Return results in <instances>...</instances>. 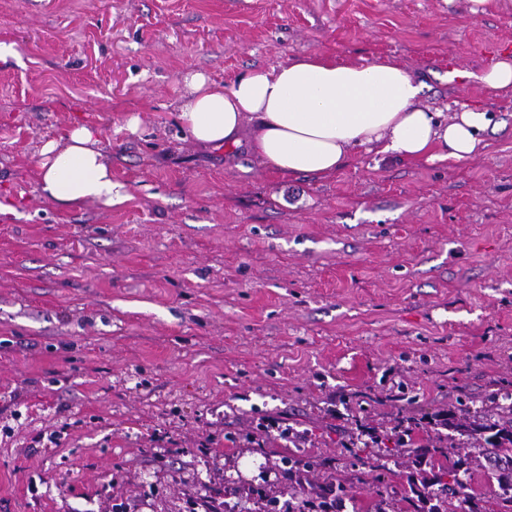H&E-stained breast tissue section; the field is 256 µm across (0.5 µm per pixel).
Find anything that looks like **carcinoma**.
<instances>
[{
	"instance_id": "cac0c4a2",
	"label": "carcinoma",
	"mask_w": 512,
	"mask_h": 512,
	"mask_svg": "<svg viewBox=\"0 0 512 512\" xmlns=\"http://www.w3.org/2000/svg\"><path fill=\"white\" fill-rule=\"evenodd\" d=\"M420 427L422 420L404 416L388 430H368L364 447L376 448L410 470L409 490L401 497L375 491L374 512H448L452 499L465 505V512H512V496L496 493L490 507L468 484L476 466L497 482L499 490L512 491V403L496 402L478 416L470 415L469 407L461 403L447 413L448 433L439 431L415 447L413 434ZM275 467L292 496L294 483L324 467V462L297 451L280 456ZM343 495L342 484L329 483L305 499L306 512H341Z\"/></svg>"
}]
</instances>
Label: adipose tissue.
<instances>
[{"mask_svg": "<svg viewBox=\"0 0 512 512\" xmlns=\"http://www.w3.org/2000/svg\"><path fill=\"white\" fill-rule=\"evenodd\" d=\"M185 84L178 119L196 143L247 145L286 176L336 173L358 146L403 158L441 148L464 159L478 153L477 133L488 123L473 110L437 121L418 105L422 83L390 61L339 64L314 54L247 70L228 88L200 73ZM38 168L42 193L58 205L109 207L122 198L94 127L78 124L65 144L46 142Z\"/></svg>", "mask_w": 512, "mask_h": 512, "instance_id": "obj_1", "label": "adipose tissue"}]
</instances>
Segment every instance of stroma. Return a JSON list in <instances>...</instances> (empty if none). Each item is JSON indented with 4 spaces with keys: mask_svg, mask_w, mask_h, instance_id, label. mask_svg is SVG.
<instances>
[{
    "mask_svg": "<svg viewBox=\"0 0 512 512\" xmlns=\"http://www.w3.org/2000/svg\"><path fill=\"white\" fill-rule=\"evenodd\" d=\"M309 54L400 65L441 120L486 113L482 148L288 179L181 127L186 75ZM502 54L512 0H0V512H252L288 446L241 435L276 416L326 462L305 491L352 512L407 475L356 425L512 392V89L480 80ZM78 123L112 207L40 190ZM345 488L342 484L329 483L305 499V512H341Z\"/></svg>",
    "mask_w": 512,
    "mask_h": 512,
    "instance_id": "1",
    "label": "stroma"
}]
</instances>
